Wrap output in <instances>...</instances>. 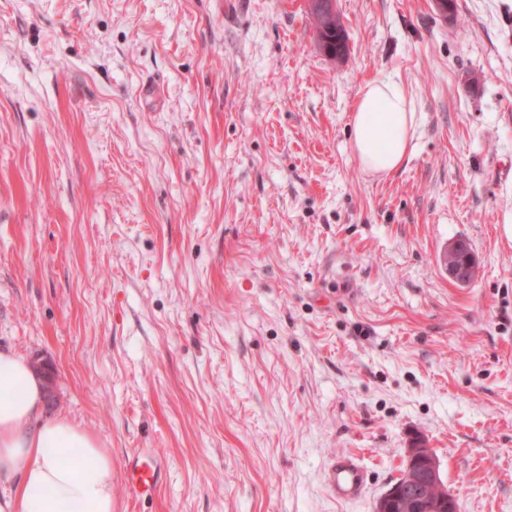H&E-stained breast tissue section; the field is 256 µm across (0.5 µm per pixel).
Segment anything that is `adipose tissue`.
I'll return each instance as SVG.
<instances>
[{
    "instance_id": "1",
    "label": "adipose tissue",
    "mask_w": 512,
    "mask_h": 512,
    "mask_svg": "<svg viewBox=\"0 0 512 512\" xmlns=\"http://www.w3.org/2000/svg\"><path fill=\"white\" fill-rule=\"evenodd\" d=\"M415 125L395 80L368 83L352 122V150L363 169H398ZM43 403L29 361L0 350V512H117L111 449L65 417H44Z\"/></svg>"
}]
</instances>
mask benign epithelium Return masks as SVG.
<instances>
[{"label":"benign epithelium","mask_w":512,"mask_h":512,"mask_svg":"<svg viewBox=\"0 0 512 512\" xmlns=\"http://www.w3.org/2000/svg\"><path fill=\"white\" fill-rule=\"evenodd\" d=\"M463 247L461 240L451 243L443 261L455 281L467 284L476 275L477 260L469 256L464 264L455 263L456 254ZM405 454L403 479L390 485L377 499L374 512H459L456 498L442 483L439 459L426 441L414 438Z\"/></svg>","instance_id":"7a95c632"}]
</instances>
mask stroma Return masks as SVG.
<instances>
[{"label": "stroma", "instance_id": "stroma-1", "mask_svg": "<svg viewBox=\"0 0 512 512\" xmlns=\"http://www.w3.org/2000/svg\"><path fill=\"white\" fill-rule=\"evenodd\" d=\"M309 3L0 0V347L115 466L156 451L119 512H373L415 436L460 512H512V0H336L340 59ZM387 77L416 128L375 176ZM352 150L363 169L387 175L408 155L416 112L398 83L391 79L368 83L356 101ZM464 247L462 240H457L448 246V250L443 256L444 264L448 269L449 275L460 284L469 283L476 275L477 260L474 256L467 257L463 265L455 263L456 254ZM157 456L148 452L129 461L124 468L126 482L136 494L152 497L159 488L160 466ZM324 481L332 497L342 503H353L362 498L367 483L368 469L357 454H341L325 470Z\"/></svg>", "mask_w": 512, "mask_h": 512}]
</instances>
